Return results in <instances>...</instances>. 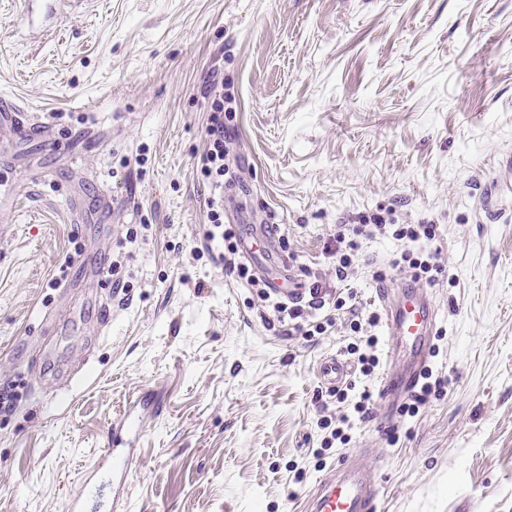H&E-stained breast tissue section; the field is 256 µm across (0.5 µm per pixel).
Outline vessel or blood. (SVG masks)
I'll list each match as a JSON object with an SVG mask.
<instances>
[{"label":"vessel or blood","instance_id":"obj_1","mask_svg":"<svg viewBox=\"0 0 512 512\" xmlns=\"http://www.w3.org/2000/svg\"><path fill=\"white\" fill-rule=\"evenodd\" d=\"M10 123L24 137L43 139L46 129L30 124L23 112L10 103L0 104V124ZM384 331L390 350L405 352L408 368L404 373H386L379 384V394L384 399L401 398L417 385L426 367L432 341L437 333V312L426 296L405 291L401 300L385 305ZM326 384H341L351 372L350 366L338 358L324 360L320 367ZM132 450L116 452L105 449L101 465L88 469L84 474L86 488L103 492L120 491ZM379 486L375 473L360 464L356 456L344 458L330 475L320 480L305 499L304 512H375Z\"/></svg>","mask_w":512,"mask_h":512}]
</instances>
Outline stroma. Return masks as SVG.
<instances>
[{"instance_id":"1","label":"stroma","mask_w":512,"mask_h":512,"mask_svg":"<svg viewBox=\"0 0 512 512\" xmlns=\"http://www.w3.org/2000/svg\"><path fill=\"white\" fill-rule=\"evenodd\" d=\"M210 74L235 98L224 222L272 227L248 260L205 238ZM0 95L62 143L0 132V512H64L131 408L111 512H284L327 474L318 369L355 315L373 415L328 463L361 454L377 512H512V0H85L49 33L0 0ZM388 213L435 225L442 267L417 289L448 386L413 418L377 396L403 243L362 239L353 310L311 338L230 270L334 293L337 225Z\"/></svg>"}]
</instances>
